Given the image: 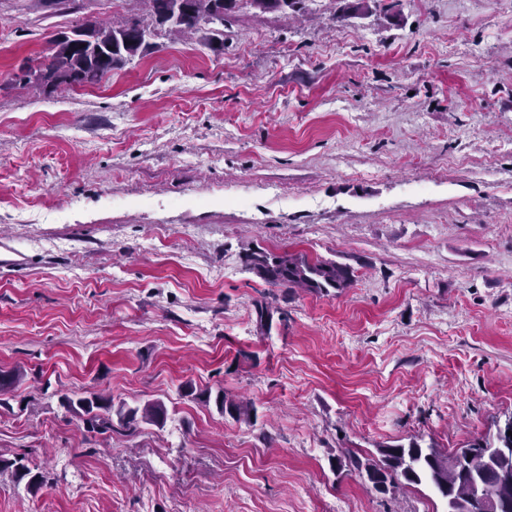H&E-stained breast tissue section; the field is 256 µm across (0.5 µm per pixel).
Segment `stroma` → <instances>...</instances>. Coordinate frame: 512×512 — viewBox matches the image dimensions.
I'll return each instance as SVG.
<instances>
[{"instance_id":"35a3bbf8","label":"stroma","mask_w":512,"mask_h":512,"mask_svg":"<svg viewBox=\"0 0 512 512\" xmlns=\"http://www.w3.org/2000/svg\"><path fill=\"white\" fill-rule=\"evenodd\" d=\"M390 2L240 0L222 51L160 27L102 82L38 95L16 76L58 35L149 0H0V371L20 373L0 456L48 474L0 483V512H444L332 463L512 416V10ZM254 251L354 281L275 288ZM91 393L168 419L87 431L61 397ZM215 404L219 412L228 414L235 420L250 422L255 417V408L250 403L229 398L224 391H218L215 396Z\"/></svg>"}]
</instances>
